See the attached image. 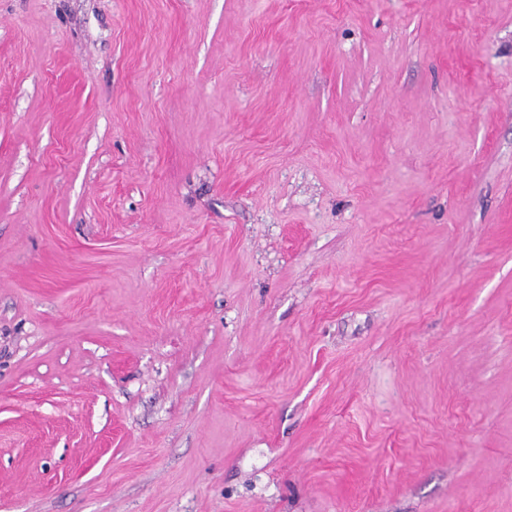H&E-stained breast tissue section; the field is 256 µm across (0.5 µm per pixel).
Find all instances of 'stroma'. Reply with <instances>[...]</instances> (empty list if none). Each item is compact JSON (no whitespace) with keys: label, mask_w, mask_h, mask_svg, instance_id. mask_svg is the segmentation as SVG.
I'll return each instance as SVG.
<instances>
[{"label":"stroma","mask_w":512,"mask_h":512,"mask_svg":"<svg viewBox=\"0 0 512 512\" xmlns=\"http://www.w3.org/2000/svg\"><path fill=\"white\" fill-rule=\"evenodd\" d=\"M0 512H512V0H0Z\"/></svg>","instance_id":"stroma-1"}]
</instances>
